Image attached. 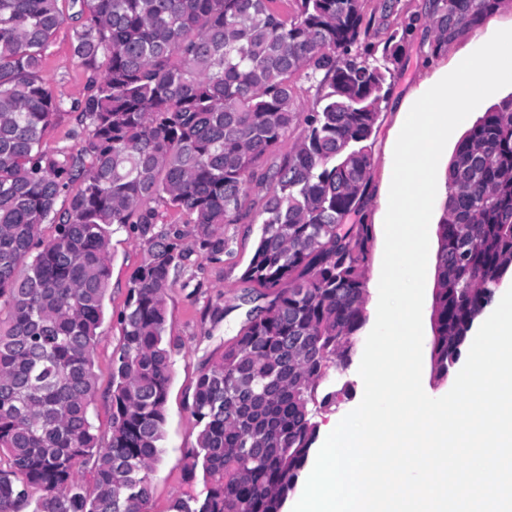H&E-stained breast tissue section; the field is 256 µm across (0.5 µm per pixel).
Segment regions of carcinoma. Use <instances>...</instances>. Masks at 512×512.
<instances>
[{
  "instance_id": "carcinoma-1",
  "label": "carcinoma",
  "mask_w": 512,
  "mask_h": 512,
  "mask_svg": "<svg viewBox=\"0 0 512 512\" xmlns=\"http://www.w3.org/2000/svg\"><path fill=\"white\" fill-rule=\"evenodd\" d=\"M59 2L0 0V512H149L172 378L168 291L191 257L226 253L224 225L250 215L261 232L242 279L256 306L198 373L187 477L204 489L170 512H282L315 417L336 403L321 386L348 367L366 323L372 146L408 35L391 20L398 0H285L286 15L279 0H69L72 52L90 76L77 143L48 152L63 103L41 68ZM505 2L425 0L431 53ZM303 81L315 90L305 127L268 166L296 127ZM447 183L437 385L512 273V93L465 131ZM162 208L189 233L157 228ZM120 229L143 259L119 317L102 444L93 357Z\"/></svg>"
}]
</instances>
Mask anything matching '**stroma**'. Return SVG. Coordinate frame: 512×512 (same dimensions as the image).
Masks as SVG:
<instances>
[{
  "instance_id": "obj_1",
  "label": "stroma",
  "mask_w": 512,
  "mask_h": 512,
  "mask_svg": "<svg viewBox=\"0 0 512 512\" xmlns=\"http://www.w3.org/2000/svg\"><path fill=\"white\" fill-rule=\"evenodd\" d=\"M72 29V21L62 24L45 54L41 69L57 98L67 107L83 100L88 76L85 67L71 52ZM423 59V37L417 32L408 36L404 43L392 92L377 122L372 161L373 196L368 206L374 217L380 212L381 174L391 149L389 136L396 126L395 107L407 89L420 80ZM224 234L231 241L229 251L217 260L192 261L170 288L166 299V334L174 340L176 347L166 406L164 453L154 475L149 512H168L174 499L194 496L202 488L200 482L188 481L185 473V450L194 445L197 434L191 414L195 381L199 369L223 351L225 344L232 341L245 322L248 306L244 297L248 286L242 275L253 256L260 226L246 220L225 225ZM110 251L112 278L105 300L103 336L94 355L98 394L90 407L95 432L104 441L111 435L109 389L112 358L121 344L119 316L134 272L143 257L138 242L123 229L113 234ZM215 304L224 308V318L218 323L212 322L207 313L208 307ZM362 354V349H355L345 370L331 371L326 387L338 391L339 396L335 406L319 412L316 417L319 425L342 419L361 401L364 385L358 368Z\"/></svg>"
}]
</instances>
